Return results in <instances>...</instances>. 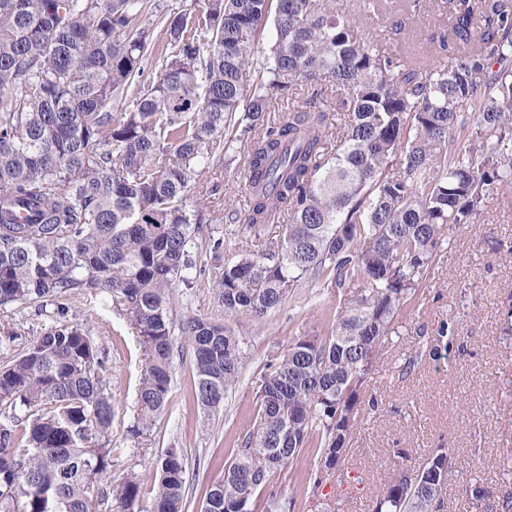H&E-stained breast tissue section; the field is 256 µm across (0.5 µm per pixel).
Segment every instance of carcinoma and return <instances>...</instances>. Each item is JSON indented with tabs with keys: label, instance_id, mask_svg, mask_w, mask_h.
Wrapping results in <instances>:
<instances>
[{
	"label": "carcinoma",
	"instance_id": "obj_1",
	"mask_svg": "<svg viewBox=\"0 0 512 512\" xmlns=\"http://www.w3.org/2000/svg\"><path fill=\"white\" fill-rule=\"evenodd\" d=\"M382 2L359 0L353 14L338 0H190L159 15L156 36L148 0H0V306L59 317L0 365V512H186L174 449L151 508L135 479L103 485L112 392L63 300H110L136 330L145 372L132 436L168 403L176 332L197 404L222 407L240 341L206 318L175 323L173 288L189 283L201 223L183 197L215 147L238 141L250 244L224 262V312L262 318L321 276L362 288L340 299L330 334L300 336L265 365L253 428L202 512H252L255 492L304 450L345 467L350 414L398 311L446 231L512 184V0H448L440 51L416 58L364 36L356 17ZM448 335L451 319L428 355ZM427 465L436 477L387 484L376 512H445L453 454L439 448Z\"/></svg>",
	"mask_w": 512,
	"mask_h": 512
}]
</instances>
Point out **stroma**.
Returning <instances> with one entry per match:
<instances>
[{
	"label": "stroma",
	"instance_id": "stroma-1",
	"mask_svg": "<svg viewBox=\"0 0 512 512\" xmlns=\"http://www.w3.org/2000/svg\"><path fill=\"white\" fill-rule=\"evenodd\" d=\"M399 19L397 31L386 30L377 17L362 20L361 27L368 38L385 39L392 50L405 45L428 52L430 35L448 24L443 10L425 20L404 12ZM247 201L241 165H225L218 153L185 197L187 209L209 219L220 235L235 230L225 221V211H244ZM479 221L483 230L478 234L463 226L450 229L444 250L399 311L395 333L366 376L361 398L377 405L355 413L344 474L314 487L307 479L313 458L301 454L255 494L253 512H270L276 502L289 504L290 512H373L382 488L399 469L424 462L439 448L450 449L461 475L448 487L447 512H496L499 499L512 493V336L503 333V314L512 303V185L494 196ZM188 250L196 266L190 286L176 289L175 320L199 316L222 323L242 347L238 385L218 411L197 404L191 356L178 353L165 411L146 434L132 437L144 373L137 334L111 302L73 295L65 304L98 345L111 386L115 417L108 483L146 478L166 449L179 448L187 458V512H200L209 485L249 429L255 376L292 339L330 333L342 293L358 285L338 289L309 282L263 319L228 315L217 288L224 254L210 251L201 238L190 241ZM452 315L457 325L445 358L416 357ZM53 322L50 314L31 307H0V324L18 332L19 350ZM465 479L486 491L478 506H469L462 496Z\"/></svg>",
	"mask_w": 512,
	"mask_h": 512
}]
</instances>
